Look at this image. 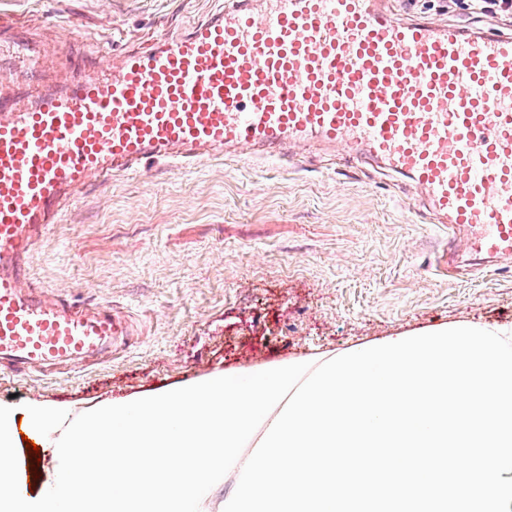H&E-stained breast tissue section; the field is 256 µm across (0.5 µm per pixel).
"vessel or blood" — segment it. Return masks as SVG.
Returning <instances> with one entry per match:
<instances>
[{
    "instance_id": "obj_1",
    "label": "vessel or blood",
    "mask_w": 512,
    "mask_h": 512,
    "mask_svg": "<svg viewBox=\"0 0 512 512\" xmlns=\"http://www.w3.org/2000/svg\"><path fill=\"white\" fill-rule=\"evenodd\" d=\"M92 48L53 89L37 50L0 93V360L16 374L78 365L131 335L111 304L46 297L37 247L95 184L171 160L291 158L319 143L406 176L469 250L512 257V33L379 0H225L119 70Z\"/></svg>"
}]
</instances>
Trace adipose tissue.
<instances>
[{"mask_svg": "<svg viewBox=\"0 0 512 512\" xmlns=\"http://www.w3.org/2000/svg\"><path fill=\"white\" fill-rule=\"evenodd\" d=\"M329 352L215 370L113 399L68 426L66 407L0 403V512H218L289 397ZM36 429L58 473L19 466L16 419Z\"/></svg>", "mask_w": 512, "mask_h": 512, "instance_id": "ef3b65f1", "label": "adipose tissue"}]
</instances>
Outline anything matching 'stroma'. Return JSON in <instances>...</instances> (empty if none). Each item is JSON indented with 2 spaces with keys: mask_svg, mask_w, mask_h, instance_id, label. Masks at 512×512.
I'll return each mask as SVG.
<instances>
[{
  "mask_svg": "<svg viewBox=\"0 0 512 512\" xmlns=\"http://www.w3.org/2000/svg\"><path fill=\"white\" fill-rule=\"evenodd\" d=\"M395 10L512 30L482 0H391ZM224 0H0L21 41L63 61L102 44L100 62L186 29ZM405 178L344 165L318 146L293 163L166 161L90 188L38 246L47 295L108 302L134 335L81 369L20 377L0 368V402H51L79 416L112 399L213 369L339 350L396 330L512 322V260L449 275L448 231L416 210Z\"/></svg>",
  "mask_w": 512,
  "mask_h": 512,
  "instance_id": "stroma-1",
  "label": "stroma"
}]
</instances>
